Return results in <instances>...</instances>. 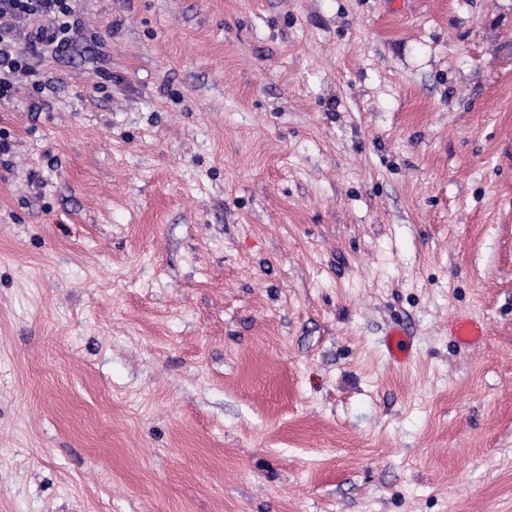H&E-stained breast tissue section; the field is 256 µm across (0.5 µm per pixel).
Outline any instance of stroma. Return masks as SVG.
<instances>
[{
    "mask_svg": "<svg viewBox=\"0 0 512 512\" xmlns=\"http://www.w3.org/2000/svg\"><path fill=\"white\" fill-rule=\"evenodd\" d=\"M78 7L107 73L0 100V512H512V0ZM408 331L401 327L391 329L386 334V348L390 356L396 361H404L409 356Z\"/></svg>",
    "mask_w": 512,
    "mask_h": 512,
    "instance_id": "stroma-1",
    "label": "stroma"
}]
</instances>
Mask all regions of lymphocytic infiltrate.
<instances>
[{
	"label": "lymphocytic infiltrate",
	"instance_id": "obj_1",
	"mask_svg": "<svg viewBox=\"0 0 512 512\" xmlns=\"http://www.w3.org/2000/svg\"><path fill=\"white\" fill-rule=\"evenodd\" d=\"M86 37L77 0H0V99L24 86L39 94L51 89L32 59L63 62Z\"/></svg>",
	"mask_w": 512,
	"mask_h": 512
}]
</instances>
